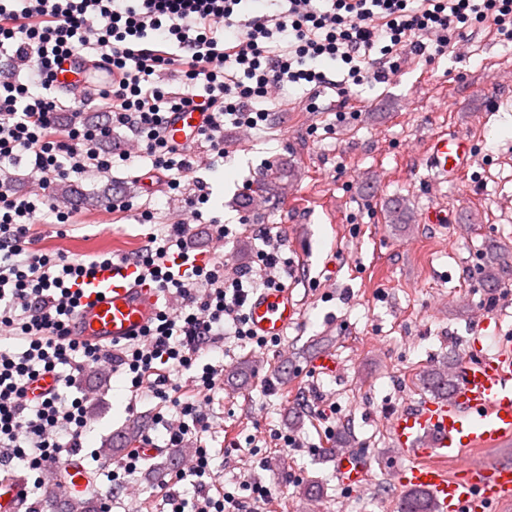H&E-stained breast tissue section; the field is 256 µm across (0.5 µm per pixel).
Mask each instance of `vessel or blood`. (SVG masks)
<instances>
[{
	"instance_id": "1",
	"label": "vessel or blood",
	"mask_w": 512,
	"mask_h": 512,
	"mask_svg": "<svg viewBox=\"0 0 512 512\" xmlns=\"http://www.w3.org/2000/svg\"><path fill=\"white\" fill-rule=\"evenodd\" d=\"M90 73V65L70 59L58 70L56 83L81 98L95 85ZM205 118L202 112L175 113L167 135L178 143L190 142ZM472 150L469 142L440 134L427 148L426 164L445 179L469 169ZM81 288L83 297L72 315L71 334L98 346L140 335L166 301L161 289L140 280L131 264L99 270ZM299 312L291 288H273L250 298L247 317L256 335L277 337L297 320ZM389 429L404 460L397 471L398 484L426 491L435 512H504L505 505H512V462L478 464L470 456L512 442V345L491 354L478 350L463 358L455 370L450 397L398 412L391 417ZM336 471L342 485L350 489L368 477L366 464L352 455L337 463ZM90 482L79 458L62 464L59 488L64 493L83 492ZM27 496L23 479H0V512H23Z\"/></svg>"
}]
</instances>
